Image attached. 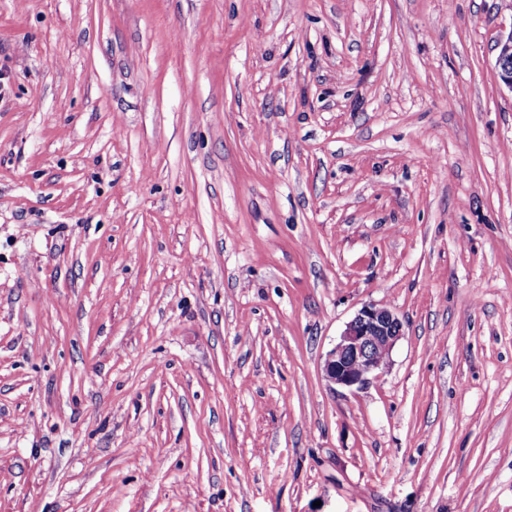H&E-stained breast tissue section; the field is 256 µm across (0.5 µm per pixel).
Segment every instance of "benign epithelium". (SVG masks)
<instances>
[{
	"label": "benign epithelium",
	"mask_w": 512,
	"mask_h": 512,
	"mask_svg": "<svg viewBox=\"0 0 512 512\" xmlns=\"http://www.w3.org/2000/svg\"><path fill=\"white\" fill-rule=\"evenodd\" d=\"M496 49L497 76L512 90V32L497 43ZM402 336L403 323L395 311L363 305L326 354V379L349 390L364 388L382 375L392 348Z\"/></svg>",
	"instance_id": "benign-epithelium-1"
}]
</instances>
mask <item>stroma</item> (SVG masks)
Here are the masks:
<instances>
[{"instance_id":"35a3bbf8","label":"stroma","mask_w":512,"mask_h":512,"mask_svg":"<svg viewBox=\"0 0 512 512\" xmlns=\"http://www.w3.org/2000/svg\"><path fill=\"white\" fill-rule=\"evenodd\" d=\"M512 0H0V512H512ZM382 378L323 363L366 304ZM496 70L500 81L512 90V32L497 45ZM403 335V323L395 311L363 305L326 354V379L349 390L364 388L382 375L392 348Z\"/></svg>"}]
</instances>
